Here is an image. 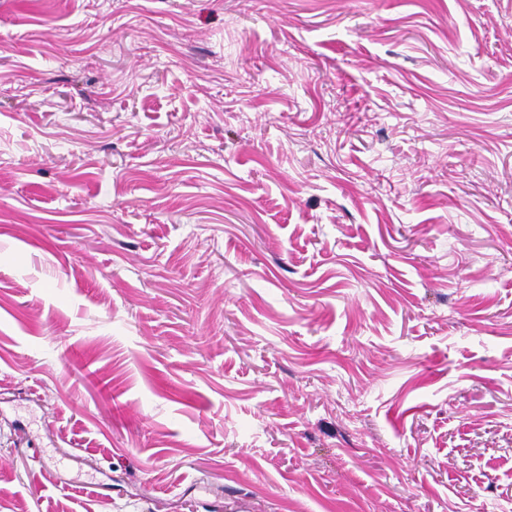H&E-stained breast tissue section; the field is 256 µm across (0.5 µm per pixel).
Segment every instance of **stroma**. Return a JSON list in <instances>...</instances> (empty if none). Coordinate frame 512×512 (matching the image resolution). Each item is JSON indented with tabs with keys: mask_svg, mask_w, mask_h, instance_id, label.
<instances>
[{
	"mask_svg": "<svg viewBox=\"0 0 512 512\" xmlns=\"http://www.w3.org/2000/svg\"><path fill=\"white\" fill-rule=\"evenodd\" d=\"M512 512V0H0V512Z\"/></svg>",
	"mask_w": 512,
	"mask_h": 512,
	"instance_id": "obj_1",
	"label": "stroma"
}]
</instances>
